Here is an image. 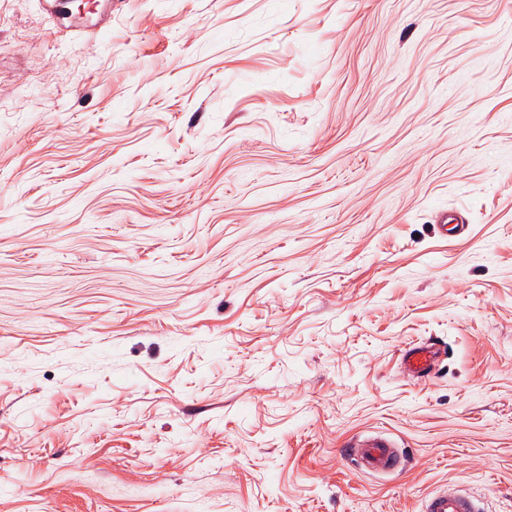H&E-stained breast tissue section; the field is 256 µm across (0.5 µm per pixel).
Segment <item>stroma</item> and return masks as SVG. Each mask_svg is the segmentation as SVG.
Returning a JSON list of instances; mask_svg holds the SVG:
<instances>
[{
    "mask_svg": "<svg viewBox=\"0 0 512 512\" xmlns=\"http://www.w3.org/2000/svg\"><path fill=\"white\" fill-rule=\"evenodd\" d=\"M454 488L512 512V0H0V512ZM437 354L434 343L423 342L402 351L400 366L408 375L425 378L431 375ZM349 446L350 459L362 471L390 473L401 465L400 449L382 434L358 437Z\"/></svg>",
    "mask_w": 512,
    "mask_h": 512,
    "instance_id": "stroma-1",
    "label": "stroma"
}]
</instances>
